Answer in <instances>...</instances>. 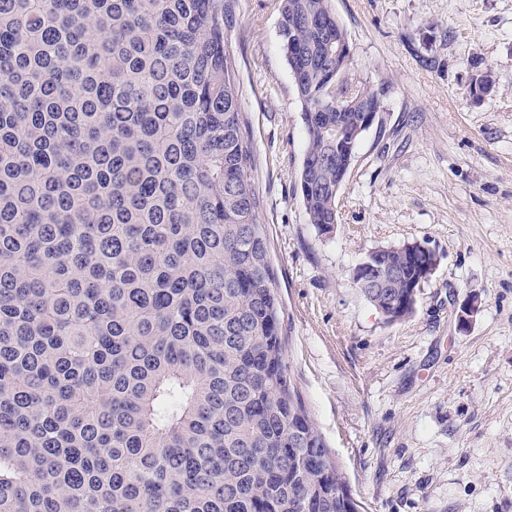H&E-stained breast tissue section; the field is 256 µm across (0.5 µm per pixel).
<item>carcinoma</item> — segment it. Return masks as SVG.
<instances>
[{"mask_svg":"<svg viewBox=\"0 0 512 512\" xmlns=\"http://www.w3.org/2000/svg\"><path fill=\"white\" fill-rule=\"evenodd\" d=\"M237 7L0 0V512H352L285 364ZM277 9L305 55L300 194L328 231L347 35L331 0ZM370 261L365 299L411 316L422 258Z\"/></svg>","mask_w":512,"mask_h":512,"instance_id":"1","label":"carcinoma"}]
</instances>
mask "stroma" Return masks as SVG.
<instances>
[{"label":"stroma","mask_w":512,"mask_h":512,"mask_svg":"<svg viewBox=\"0 0 512 512\" xmlns=\"http://www.w3.org/2000/svg\"><path fill=\"white\" fill-rule=\"evenodd\" d=\"M332 7L349 78L383 89L384 110L329 232L299 192L306 132L276 0H239L228 34L286 366L362 512H512V0ZM412 242L438 262L415 313L389 323L353 270Z\"/></svg>","instance_id":"stroma-1"}]
</instances>
